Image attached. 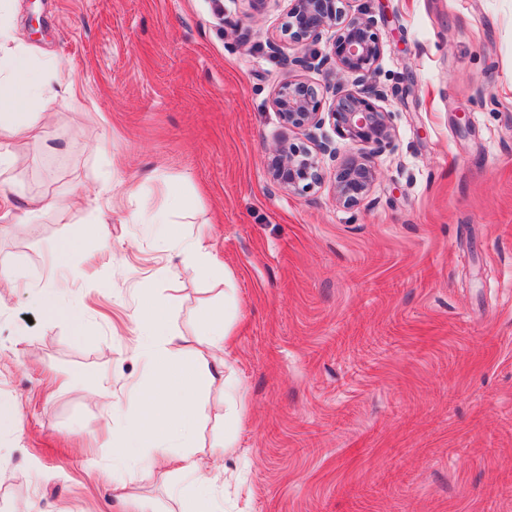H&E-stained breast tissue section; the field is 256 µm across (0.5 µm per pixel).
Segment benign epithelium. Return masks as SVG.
Segmentation results:
<instances>
[{"instance_id": "benign-epithelium-1", "label": "benign epithelium", "mask_w": 512, "mask_h": 512, "mask_svg": "<svg viewBox=\"0 0 512 512\" xmlns=\"http://www.w3.org/2000/svg\"><path fill=\"white\" fill-rule=\"evenodd\" d=\"M357 0H289L281 31L300 48L284 57L290 69L309 70L328 64L348 74L353 88L333 87V102L323 111L322 94L307 81L286 79L271 103L288 129L319 130L330 123L349 145L340 153L332 139L311 135L313 147L299 149L280 141L268 162L270 180L290 193L309 190L324 179V157L333 161L334 196L346 207L358 206L376 179L374 159L394 148L391 113L376 104L383 90L373 81L383 55L375 20ZM325 42L328 52L316 45Z\"/></svg>"}]
</instances>
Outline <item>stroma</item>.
I'll return each mask as SVG.
<instances>
[{
	"instance_id": "35a3bbf8",
	"label": "stroma",
	"mask_w": 512,
	"mask_h": 512,
	"mask_svg": "<svg viewBox=\"0 0 512 512\" xmlns=\"http://www.w3.org/2000/svg\"><path fill=\"white\" fill-rule=\"evenodd\" d=\"M364 3L396 140L347 209L332 176L294 194L267 175L276 141L310 144L271 106L287 0L253 16L244 0H12L21 38L79 80L85 109L35 131L11 194L79 181L103 197L0 224V266L20 276L0 295V401L20 418L0 428V512H183L175 476L113 461L152 382L129 315L165 308L193 359L228 294L221 356L243 414L223 385L200 395L209 512H512V0ZM149 172L142 212L178 188L180 231L208 230L231 285L167 280L180 259L155 226L113 219L122 181ZM52 277L81 326L42 311Z\"/></svg>"
}]
</instances>
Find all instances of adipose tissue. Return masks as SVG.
<instances>
[{
  "label": "adipose tissue",
  "instance_id": "obj_1",
  "mask_svg": "<svg viewBox=\"0 0 512 512\" xmlns=\"http://www.w3.org/2000/svg\"><path fill=\"white\" fill-rule=\"evenodd\" d=\"M37 54L35 47L20 41L6 14L0 12V176L23 168L27 157L21 145L36 127L48 119L49 109L58 107L69 112L83 108V96L76 81L55 62L46 61L40 69H33ZM44 100L45 108L34 111L33 101ZM141 186L127 185L125 193L131 207L123 221L127 224H172L173 218L185 206L177 189H170L167 204L146 215L139 211ZM99 202L82 184H72L60 196L48 199L42 196L21 198L19 203L0 207L1 224H36L48 211L66 213L89 209ZM205 232L185 238L174 233L157 237V247L179 252L181 263L168 270L170 278L189 273L206 279L217 269L206 244ZM132 322L140 335L155 337V345L144 354V366L155 376L153 389L145 392L138 419L117 437L118 460H125L132 450H139V462L154 469L174 465L180 477L178 493L184 500L207 503L211 479L200 459L186 453L170 457L168 443L177 438L192 439L200 419L198 395L200 390L223 381L225 362L217 358L228 334L225 312L212 314L206 322L205 346L207 357L194 362L175 359L170 349L171 339L166 314L159 308L140 310Z\"/></svg>",
  "mask_w": 512,
  "mask_h": 512
}]
</instances>
